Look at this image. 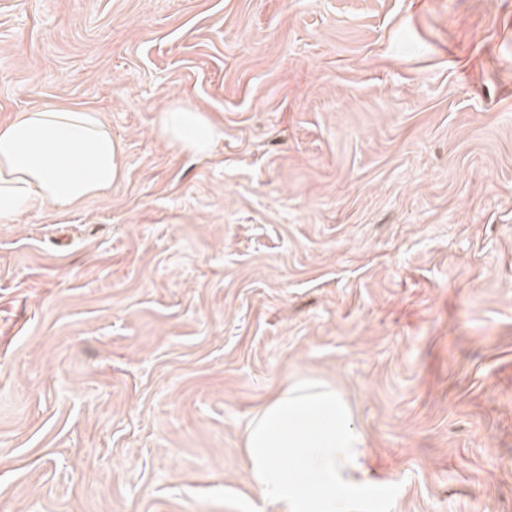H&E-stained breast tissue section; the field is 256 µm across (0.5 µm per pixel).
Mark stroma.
I'll return each mask as SVG.
<instances>
[{
    "mask_svg": "<svg viewBox=\"0 0 512 512\" xmlns=\"http://www.w3.org/2000/svg\"><path fill=\"white\" fill-rule=\"evenodd\" d=\"M55 106L125 168L0 224V512H275L242 435L300 376L366 512H512V0H0V121ZM158 133L166 143L194 156H208L220 129L181 101L173 102L159 114Z\"/></svg>",
    "mask_w": 512,
    "mask_h": 512,
    "instance_id": "obj_1",
    "label": "stroma"
}]
</instances>
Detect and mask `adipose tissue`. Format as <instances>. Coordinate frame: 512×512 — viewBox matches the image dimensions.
Listing matches in <instances>:
<instances>
[{
    "mask_svg": "<svg viewBox=\"0 0 512 512\" xmlns=\"http://www.w3.org/2000/svg\"><path fill=\"white\" fill-rule=\"evenodd\" d=\"M158 133L181 151L208 156L220 130L177 101ZM124 172L123 149L98 112L46 107L0 124V224L41 200L65 210L108 193ZM366 439L335 385L298 377L264 403L243 434L250 484L276 512H362Z\"/></svg>",
    "mask_w": 512,
    "mask_h": 512,
    "instance_id": "ef3b65f1",
    "label": "adipose tissue"
}]
</instances>
